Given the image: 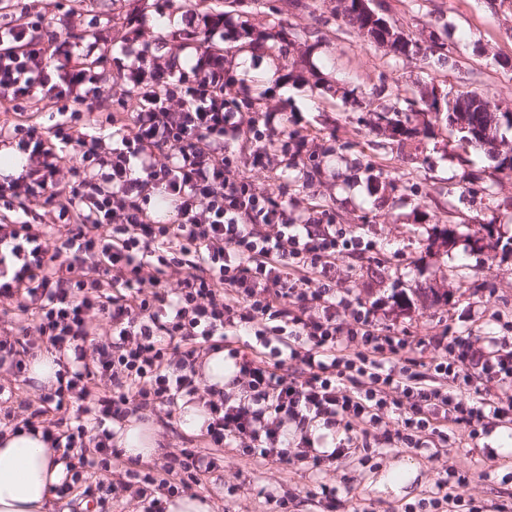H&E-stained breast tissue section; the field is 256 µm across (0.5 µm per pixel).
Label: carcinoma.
Wrapping results in <instances>:
<instances>
[{"label": "carcinoma", "instance_id": "carcinoma-1", "mask_svg": "<svg viewBox=\"0 0 512 512\" xmlns=\"http://www.w3.org/2000/svg\"><path fill=\"white\" fill-rule=\"evenodd\" d=\"M235 4L236 22L225 31V40L237 42L242 38L249 40L255 49L276 50L282 57H287L288 47L292 45L291 33L284 27L258 28L245 20L249 15V5L243 0H232ZM338 17L352 25L359 34L368 33L373 36V43L380 44V38L387 34V29L399 32V29L383 14L378 18L370 16L365 9L364 0H344ZM394 55L405 58L434 59L443 67L448 64L450 49L448 44L440 41L426 43L422 40L405 36V40L394 49ZM479 96L475 91L458 92L453 95V107L443 104V111H438L437 101L424 92L420 96L421 108H415V102L399 94L391 104L375 103L373 100L348 99L342 95L344 105L351 107L354 112H364L368 115L365 126L372 131L384 132L397 141L400 150L418 151L421 141L434 135L435 126L445 124L448 129L454 128V123L464 121L469 127L465 132L456 129L459 140L484 147L488 150L497 167L512 169V149L505 150L502 143L497 141L496 132L500 125L512 128V112H479L474 108V101ZM429 114L431 119L418 123L415 117L419 114Z\"/></svg>", "mask_w": 512, "mask_h": 512}]
</instances>
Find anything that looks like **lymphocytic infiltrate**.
I'll return each mask as SVG.
<instances>
[{"label": "lymphocytic infiltrate", "mask_w": 512, "mask_h": 512, "mask_svg": "<svg viewBox=\"0 0 512 512\" xmlns=\"http://www.w3.org/2000/svg\"><path fill=\"white\" fill-rule=\"evenodd\" d=\"M70 13L45 18L32 4L0 25V102L14 120L0 123L21 169L0 177V312L30 315L23 337L0 336V372L19 378L42 344L70 351L64 384L25 401L29 417L13 431L41 429L51 447L74 453L60 487L105 506L113 491L102 475L122 465L114 426L132 410L173 417L198 394L200 352L227 351L240 394L209 389L203 406L213 448L255 459L333 461L312 455L308 428L323 421L350 429L399 415L383 441L448 444L449 428L478 440L476 421L512 413V349L484 355L468 336L382 334L366 303L340 297L337 257L371 244L329 214L303 219L244 177L226 140L244 126L224 98V63L211 53L220 18L187 15L196 62L158 63L138 39L115 57L125 94L106 100L94 69L100 45L70 34ZM67 99L47 127L25 119L35 100ZM287 120L264 112L250 128L261 167L266 138ZM168 209L153 218L148 205ZM54 220L30 221L35 207ZM61 244L49 248L51 235ZM176 287H169V278ZM350 313L341 321L339 310ZM260 350L234 346L240 329ZM431 346L430 362L416 353ZM218 467L194 448L169 453L164 479L130 470L141 512H165L163 497L202 485Z\"/></svg>", "instance_id": "1"}]
</instances>
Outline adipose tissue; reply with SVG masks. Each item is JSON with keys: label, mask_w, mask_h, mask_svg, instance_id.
<instances>
[{"label": "adipose tissue", "mask_w": 512, "mask_h": 512, "mask_svg": "<svg viewBox=\"0 0 512 512\" xmlns=\"http://www.w3.org/2000/svg\"><path fill=\"white\" fill-rule=\"evenodd\" d=\"M124 456L152 460L158 436L151 423L130 417L114 439ZM67 461L43 442L41 431L0 428V512H57L55 489Z\"/></svg>", "instance_id": "obj_1"}]
</instances>
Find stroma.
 <instances>
[{
    "mask_svg": "<svg viewBox=\"0 0 512 512\" xmlns=\"http://www.w3.org/2000/svg\"><path fill=\"white\" fill-rule=\"evenodd\" d=\"M303 2L290 12L284 0H255L252 8L256 26L281 24L296 36L288 54L295 66L279 64L278 83L270 81L267 54L242 41L218 38L214 46L246 85H267L259 110L286 113L289 125L303 129L307 149L324 145L329 152L308 180L289 167L278 136L266 141L269 165H249L255 141L243 134L232 144L236 175L294 202L297 211L330 213L374 244L367 257L337 259L334 275L337 289L374 305L384 329L416 338L468 332L480 348L493 336L512 339V169L497 168L483 148L459 149L443 126L417 159H409L396 142L366 129L357 113L334 105L324 91L330 85L368 99L386 86L409 95L435 79L459 91L486 93L494 111H512V0H387L399 28L419 39L437 31L451 47L442 67L370 46L337 19L336 0ZM38 7L49 15L60 8L81 12L82 29L111 38L113 48L139 27L153 55L176 54L184 65L195 61L194 50L178 48L186 11L171 0H40ZM309 44L315 47L312 66L297 64ZM369 163L403 174L404 186L367 182ZM482 224L494 233L491 247L478 250L471 240ZM369 443L368 450L318 468L297 460L260 466L226 448L205 487L187 493L207 499L211 512H405L431 499L438 484L453 485L462 476L464 501L481 512L512 505V429L497 422L489 423L482 439L435 453L389 448L374 436ZM404 463L412 464L414 474L405 494L380 491L379 477ZM324 484L335 488V504L322 496Z\"/></svg>",
    "mask_w": 512,
    "mask_h": 512,
    "instance_id": "obj_1",
    "label": "stroma"
}]
</instances>
